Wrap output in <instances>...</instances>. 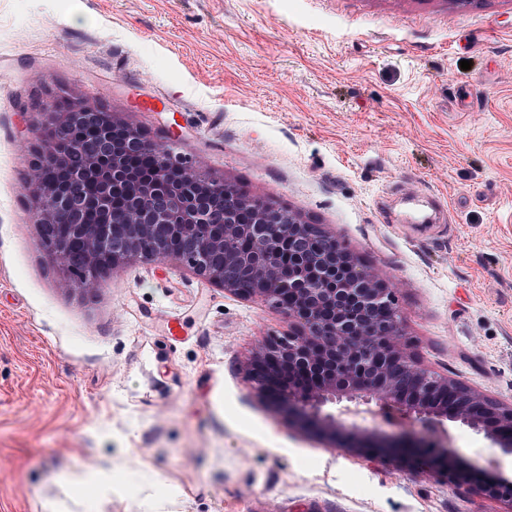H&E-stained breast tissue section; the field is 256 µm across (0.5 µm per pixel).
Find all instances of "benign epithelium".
I'll return each instance as SVG.
<instances>
[{
  "mask_svg": "<svg viewBox=\"0 0 512 512\" xmlns=\"http://www.w3.org/2000/svg\"><path fill=\"white\" fill-rule=\"evenodd\" d=\"M27 191L42 244L69 274L94 283L131 260L175 258L195 274L243 298H261L288 319L247 358L255 392L288 408L303 425L371 438L360 406L406 408L421 419L451 418L512 451V403L424 368L402 342L390 281L367 267L320 225L247 195L193 166L166 145L87 99L48 108ZM80 151L84 167L68 168ZM154 159L151 177L132 188L131 157ZM78 246L76 258L71 248ZM420 476L466 481L454 451L433 455L429 442L349 451ZM491 498L512 501V483L478 482Z\"/></svg>",
  "mask_w": 512,
  "mask_h": 512,
  "instance_id": "obj_1",
  "label": "benign epithelium"
}]
</instances>
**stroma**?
<instances>
[{
	"label": "stroma",
	"instance_id": "35a3bbf8",
	"mask_svg": "<svg viewBox=\"0 0 512 512\" xmlns=\"http://www.w3.org/2000/svg\"><path fill=\"white\" fill-rule=\"evenodd\" d=\"M77 97L322 225L392 280L423 366L512 401V0H0V512H512L257 396L243 363L288 331L264 300L174 260L51 263L26 187ZM408 191L441 223L412 233ZM365 424L512 482L461 422Z\"/></svg>",
	"mask_w": 512,
	"mask_h": 512
}]
</instances>
